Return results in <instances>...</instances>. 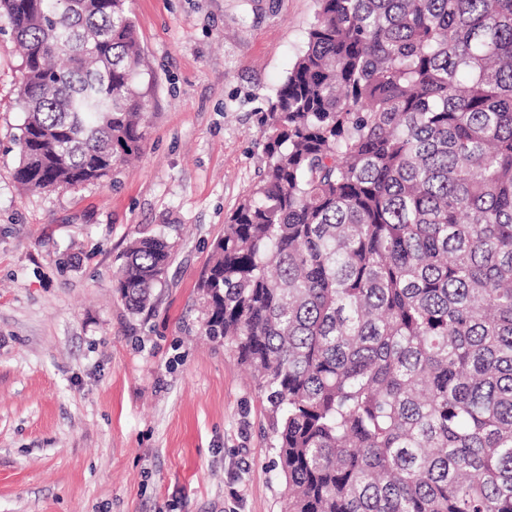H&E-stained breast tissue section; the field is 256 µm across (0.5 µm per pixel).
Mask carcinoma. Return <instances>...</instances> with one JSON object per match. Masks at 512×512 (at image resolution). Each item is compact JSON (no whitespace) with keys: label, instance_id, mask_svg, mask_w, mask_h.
<instances>
[{"label":"carcinoma","instance_id":"1","mask_svg":"<svg viewBox=\"0 0 512 512\" xmlns=\"http://www.w3.org/2000/svg\"><path fill=\"white\" fill-rule=\"evenodd\" d=\"M2 14L34 69L17 182L109 177L150 108L126 0ZM257 122L199 290L268 403L284 512H512V0H319ZM171 257L131 242L132 312Z\"/></svg>","mask_w":512,"mask_h":512}]
</instances>
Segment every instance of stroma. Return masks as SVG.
Masks as SVG:
<instances>
[{"label":"stroma","instance_id":"1","mask_svg":"<svg viewBox=\"0 0 512 512\" xmlns=\"http://www.w3.org/2000/svg\"><path fill=\"white\" fill-rule=\"evenodd\" d=\"M128 5L153 75L141 154L51 192L14 177L22 57L0 15V512H281L265 404L204 335L198 285L319 3ZM141 233L173 256L135 314L112 284Z\"/></svg>","mask_w":512,"mask_h":512}]
</instances>
